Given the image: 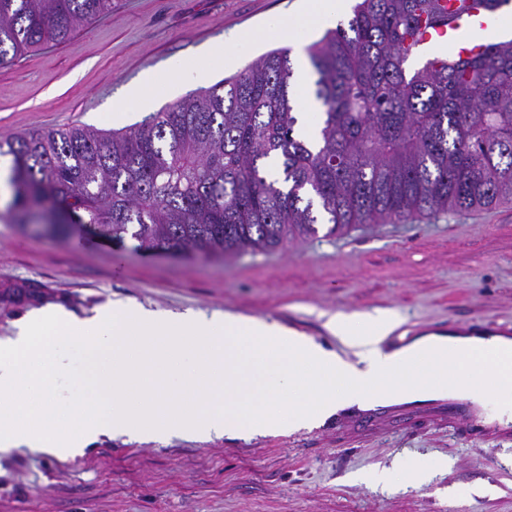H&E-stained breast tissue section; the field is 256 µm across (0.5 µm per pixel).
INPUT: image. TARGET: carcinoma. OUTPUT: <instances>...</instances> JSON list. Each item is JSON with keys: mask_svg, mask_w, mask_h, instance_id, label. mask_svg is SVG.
Instances as JSON below:
<instances>
[{"mask_svg": "<svg viewBox=\"0 0 512 512\" xmlns=\"http://www.w3.org/2000/svg\"><path fill=\"white\" fill-rule=\"evenodd\" d=\"M448 0H357L348 28L307 47L320 142L295 135L289 52L276 49L125 131L73 127L0 140V220L67 237L79 222L146 251L203 258L277 248L329 225L460 213L512 201V39L414 70ZM112 8V0H0V63Z\"/></svg>", "mask_w": 512, "mask_h": 512, "instance_id": "obj_1", "label": "carcinoma"}]
</instances>
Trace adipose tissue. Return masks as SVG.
I'll list each match as a JSON object with an SVG mask.
<instances>
[{
    "label": "adipose tissue",
    "mask_w": 512,
    "mask_h": 512,
    "mask_svg": "<svg viewBox=\"0 0 512 512\" xmlns=\"http://www.w3.org/2000/svg\"><path fill=\"white\" fill-rule=\"evenodd\" d=\"M340 0H303L289 25L237 35L302 55L304 37L335 19ZM393 311L333 314L344 359L277 323L227 312L156 311L123 302L72 316L31 309L0 340V453L25 448L66 461L105 438L250 439L312 429L350 405L422 394L463 395L512 418V339L428 333L389 350ZM80 347L72 371L62 340Z\"/></svg>",
    "instance_id": "adipose-tissue-1"
}]
</instances>
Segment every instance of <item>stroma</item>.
<instances>
[{
    "mask_svg": "<svg viewBox=\"0 0 512 512\" xmlns=\"http://www.w3.org/2000/svg\"><path fill=\"white\" fill-rule=\"evenodd\" d=\"M300 0H112V10L0 65V137L70 127L101 129V112L124 87L152 74L147 110L177 100L175 66L200 67L201 50L227 54L195 82L205 90L273 50L237 45V33L289 21ZM115 301L154 310L235 312L313 338L343 358L352 351L325 327L334 313L395 311L388 345L469 327L512 328V203L362 224L230 260L145 253L136 241L74 232L53 240L0 221V338L33 307L85 316ZM496 436L458 434L439 421L327 419L310 430L211 441L105 439L68 461L17 451L0 456V512H512V425ZM446 461L433 482L381 489L362 476ZM489 494H480V487Z\"/></svg>",
    "mask_w": 512,
    "mask_h": 512,
    "instance_id": "35a3bbf8",
    "label": "stroma"
}]
</instances>
